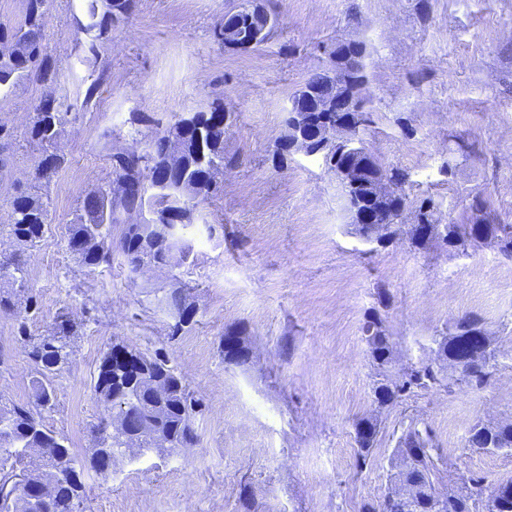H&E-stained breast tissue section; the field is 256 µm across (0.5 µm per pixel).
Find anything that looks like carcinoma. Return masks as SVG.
Returning <instances> with one entry per match:
<instances>
[{
  "label": "carcinoma",
  "mask_w": 512,
  "mask_h": 512,
  "mask_svg": "<svg viewBox=\"0 0 512 512\" xmlns=\"http://www.w3.org/2000/svg\"><path fill=\"white\" fill-rule=\"evenodd\" d=\"M54 0H25L23 17L15 23L0 22V43L14 45L7 56L0 55V98L6 97L31 75L43 83L55 82L60 68L49 56L42 43L43 30ZM136 0H86L83 18L77 20L78 30L84 34L85 51L97 58L101 44L112 33L114 24L129 18L135 9ZM346 91L348 98L343 105L354 104L361 108L363 125L373 123V112L368 96V77L365 71L367 48L349 51ZM331 66L309 75L303 86L312 89L316 97L324 94L336 96L329 85ZM104 81V73L91 71L85 78L88 86L84 103H89ZM68 110L63 103L52 99H40L35 103L30 116L29 134L41 148V157L32 174V181L39 186L48 185L66 164L64 154L57 147V137L68 121ZM232 112L220 107L194 112L200 126V134L186 133L182 137L183 165L170 170L166 162V150L170 137L181 133L182 119L178 118L162 130L145 135L144 157L151 161L150 168L143 172L132 158L112 162V180L104 185L85 191L79 213L68 227V247L78 256L81 264L93 270L120 255L129 272L137 270L141 255L148 251L157 260H164L169 253L178 260L188 259L192 244L181 238L175 244L160 240L151 230L150 222L157 218L171 221L180 214H191L201 203L207 201L220 189L218 178L210 172H218L235 159L224 155V136L232 126ZM385 171L399 188L400 196L387 203L381 212V222L391 234H396L402 209L408 205L410 186L409 173L398 166H387ZM143 174L141 196L133 197L140 210L136 216L129 215L130 202L112 198V182ZM167 179L164 192L152 189L155 176ZM11 224L9 237L16 243L35 246L44 237L51 224V202L46 193L33 192L26 188L9 202ZM120 230L114 235V230ZM467 225L449 221L441 244L456 250H467ZM488 238L496 240L500 251L512 257V224L488 223ZM27 267L16 253L0 254V312L12 311L13 297L18 290L27 289ZM186 296L180 287L172 288L166 297L169 307L177 311L178 322L172 334H177L188 323L191 310L185 303ZM481 320L475 316H464L446 326L435 340L447 359H453L456 340L465 335L468 328ZM379 326L378 335L372 340L379 348L393 351V344L382 320L373 315L366 321L364 331ZM77 330L76 322L67 311L56 316L54 323L41 336L28 332L27 318H22L17 327L16 339L25 349L35 365V377L31 392L24 402L0 398V512H83L85 497V475L93 471L105 475L125 459L122 437L112 431V417L119 416L130 423H146L161 426L162 436L149 443L151 448H162L172 454L182 448H191L198 443L194 423L204 411L205 405L192 391L184 377L177 374V367L169 358L157 352L148 355L137 347L123 341L113 343L101 357L97 376L93 379L92 391L104 409L91 433L97 443L88 454L77 458L66 437L55 433L44 423V413L54 407L52 379L69 364L71 337ZM478 369L460 379L468 389L480 390L488 386L497 370V353L490 351L479 356ZM156 374L166 388L159 399L151 393L140 404H129L118 396L124 387L138 381L136 362ZM389 364L375 367L379 380L374 395L385 394V401L378 408H392L402 399L417 390H426L441 382V372L428 361L403 372L395 380L388 375ZM357 450L355 465L364 469L373 458L375 435H356ZM468 447L489 452L512 451V419L496 424L477 422L469 430ZM25 448H37L35 455L23 453ZM434 442L429 431L408 428L398 441L396 455L409 458L407 480L416 487L414 509L406 507L400 497L388 496L379 503L365 502L361 512H434L438 492L436 482L439 469L432 454ZM40 481L50 486L45 500L32 504L21 493L27 482ZM446 512H512V480L486 491L481 479L472 482L466 495L457 494L448 499Z\"/></svg>",
  "instance_id": "1"
}]
</instances>
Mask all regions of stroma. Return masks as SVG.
I'll return each mask as SVG.
<instances>
[{
    "label": "stroma",
    "mask_w": 512,
    "mask_h": 512,
    "mask_svg": "<svg viewBox=\"0 0 512 512\" xmlns=\"http://www.w3.org/2000/svg\"><path fill=\"white\" fill-rule=\"evenodd\" d=\"M236 3L137 0L91 66L74 21L82 0H55L45 45L58 81L33 78L0 99V124L13 133L0 146L6 253L9 201L40 158L28 135L32 106L49 90L72 106L58 138L67 162L47 188L53 221L22 253L28 292L0 313V397L23 402L30 392L19 320L39 336L66 308L78 334L45 424L75 454L95 442L90 428L103 409L90 382L113 341L165 353L203 399L196 446L123 461L106 478L89 474L86 512H359L388 493L397 439L413 422L437 445L438 492L463 491L473 477L489 490L512 479V453L466 445L475 422L512 419V259L493 244L461 252L417 250L401 235L367 242L322 156H273L290 97L326 65L325 46L357 38L368 45L374 112L363 138L383 164L409 171L411 199L432 198L442 221H461L479 194L497 223L512 224V0H274L277 31L248 53L213 36ZM93 66L106 80L85 106L76 91ZM216 102L236 115L224 151L238 162L193 214L188 262L171 276L138 278L119 257L81 266L68 226L83 191L109 179L113 152ZM177 281L194 314L174 337L178 314L164 297ZM373 312L392 337L395 377L432 359L454 319L478 317L499 348L494 380L470 390L450 371L440 386L377 411L364 332ZM227 333L244 337L246 364L225 361ZM371 416L376 460L359 471L355 425Z\"/></svg>",
    "instance_id": "1"
}]
</instances>
